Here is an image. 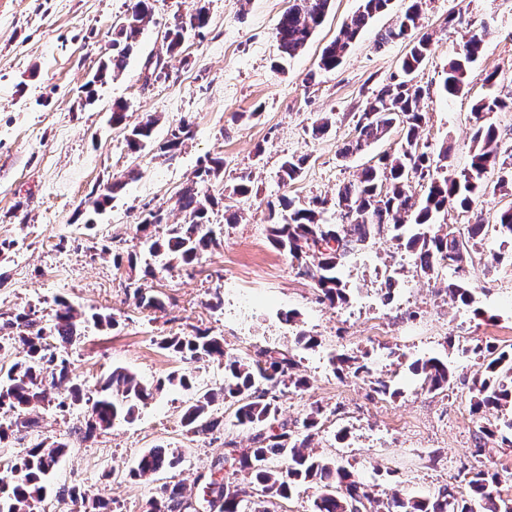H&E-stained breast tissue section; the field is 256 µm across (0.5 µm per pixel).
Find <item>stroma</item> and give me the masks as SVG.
Segmentation results:
<instances>
[{"mask_svg":"<svg viewBox=\"0 0 512 512\" xmlns=\"http://www.w3.org/2000/svg\"><path fill=\"white\" fill-rule=\"evenodd\" d=\"M130 0H0V313L34 311L51 323L58 299L79 311V339L67 346L73 378L87 396L120 366L153 385L175 371H191L190 389L165 387L131 423L120 422L93 435L82 434L86 405L60 410L35 408L34 425L11 437L17 452L50 437L67 442L68 453L51 473L54 486L76 487L88 497L116 502L119 512H144L162 484L175 482L192 508L212 512L206 485L221 479L218 464L226 445L244 448L251 429L233 425L234 410L223 401L211 408L219 429L191 435L180 424L183 408L197 389L219 388L224 370L213 362L185 363L160 348L162 337L201 330L223 337L226 350L246 355L266 347L292 352L306 391L279 395L281 419L295 422L314 406L323 425L309 441L312 453L332 454L354 466L380 498L399 493L432 496L451 489L469 495L466 484L451 483L472 462L471 451L483 416L470 412L469 387L482 362L463 355L462 346L483 339L512 344V261L502 256L497 234H489L473 255L471 305L449 297L445 283L416 272L409 252L391 235L374 240L341 270L351 290L347 304H322L310 278L300 275L288 254L270 244L268 205L281 196L306 203L331 199L337 186L355 180L360 169L396 152L401 133L392 129L364 153L342 158L356 134L366 100L397 74L408 47L378 45L407 0H392L352 43L341 65L318 71L321 51L357 9L359 0H333L307 46L279 60L274 28L289 0H207L204 36L186 38L169 52L164 35L190 0H154L137 47L119 76L98 85L94 101L82 87L112 45ZM463 11L464 27L448 22ZM432 32L431 53L415 72L424 96L420 145L438 153L448 147L449 174L470 160L476 119L473 105L488 93L485 77L496 73L500 94L512 97V0H426L422 15ZM484 33L480 57L470 66L463 91L445 96L448 62L466 32ZM161 60L165 79L144 80L147 59ZM127 106L124 125L109 120L114 102ZM251 113L248 121L239 120ZM158 119L154 146L134 153L128 128L146 116ZM330 123L320 136L312 125ZM192 138L175 157L155 149L180 123ZM220 157L224 169L208 184L216 204L209 212L218 244L191 267H165L148 259L136 232L142 212L162 210V238L185 215L179 190L200 164ZM305 158L299 178L282 184V163ZM250 173L253 192L232 193L238 176ZM124 187L99 215L88 199L113 181ZM238 212L236 224L225 210ZM134 255L136 267L114 266V254ZM153 275H145V266ZM394 278L384 294L377 274ZM162 299L144 307L128 283ZM294 312L286 322L283 315ZM316 336V347H298L295 338ZM369 352L374 376L394 378L399 395H378L352 372H337V354ZM448 358L454 380L446 391L421 390L398 364L405 359ZM181 449V463L153 476L130 477L138 457L156 446Z\"/></svg>","mask_w":512,"mask_h":512,"instance_id":"35a3bbf8","label":"stroma"}]
</instances>
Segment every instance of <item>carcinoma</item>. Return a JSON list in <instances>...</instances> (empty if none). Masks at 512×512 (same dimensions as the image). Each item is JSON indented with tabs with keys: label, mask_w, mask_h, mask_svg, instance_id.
<instances>
[{
	"label": "carcinoma",
	"mask_w": 512,
	"mask_h": 512,
	"mask_svg": "<svg viewBox=\"0 0 512 512\" xmlns=\"http://www.w3.org/2000/svg\"><path fill=\"white\" fill-rule=\"evenodd\" d=\"M391 0H360L358 9L344 22L335 39L321 52L318 67L324 71L336 69L359 33L371 20L389 9ZM331 0H293V4L279 18L274 40L281 58H291L301 51L321 26L329 12ZM153 9L152 0H133L124 20L112 40V54L101 62L94 81L103 82L120 74L139 43L143 24ZM423 0H410L406 10L379 35L378 44L394 41L408 42L409 50L400 64V75L380 88L366 100L356 123V136L346 144L340 156L348 158L365 151L371 144L383 139L397 126L402 138L399 149L386 154L378 162L362 168L358 179L336 189L333 207L341 217L337 224L323 222L328 201L315 199L302 206L291 199H281L287 211L283 221L268 225L270 243L288 253L297 262L299 273L314 282L319 300L331 307L348 302L349 293L340 276V270L349 257L367 243L379 238L390 228L398 245L415 257L416 271L432 279L445 269L453 268L448 279V293L464 305L472 303L467 280L466 265L472 259L478 244L489 231L512 246V203L498 211L493 224H467L461 238L449 236L445 216L448 209L470 208L474 198L490 191H512V163L499 161L508 153L497 128L482 121L484 114L512 107L507 100L492 93L473 106L477 125L472 138L469 167L460 176L448 174V147L440 148L432 156L420 147V130L424 120L422 87L414 83V72L430 54L432 34L421 24ZM186 25L174 23L165 32L168 49L182 46L193 34L199 36L209 23L206 7L194 0L185 13ZM484 38L473 34L462 42L459 50L448 62L443 91L448 96L461 93L470 64L480 55ZM157 119L150 116L129 130L127 146L138 152L153 144ZM191 137L190 124L184 122L172 130L164 142L157 145L163 155L174 156ZM305 159H289L281 166L283 184L297 179ZM498 168L494 184L486 182L492 168ZM224 169V161L215 157L205 161L196 172V179L181 189L177 203L187 215L183 224H171L166 237L153 238L150 228L163 223L161 210L147 211L136 232L141 234L153 256L162 255L166 265H190L199 259L202 251L215 242L209 227L208 211L214 198L201 188ZM426 183V194L415 200L414 183ZM451 266H446L444 260ZM76 312L63 301L58 302L53 324L41 325L31 312L13 314L0 324V331L16 328L18 335L12 340L23 346L22 359L8 362L12 344L0 341V410L14 415L7 427L0 426V443L31 425L28 418L33 408L51 403L47 387L64 390L66 400L57 403L77 405L83 401L82 388L70 378V365L57 352V344H71L78 336ZM163 349L179 356L183 361L212 360L224 366V386L219 390L201 391L183 410L181 422L186 432L193 435L208 434L219 426L210 417L209 408L217 398L236 406V425L256 429L253 446L231 448L224 453V461L238 463L245 482L235 489L212 481L209 483L211 503L219 512H270L268 505L274 500L290 497L299 485L316 483L319 493L314 500V512H512V497L502 496L499 486L502 475L493 466L481 461L486 441L498 440L512 447V416L496 418V422L480 427V436L473 457L475 464L467 469L471 474L468 486L470 499L461 503L452 494L442 492L437 498L402 497L395 495L384 501L374 495L373 489L362 482L334 457L315 455L307 451L308 441L317 430L322 409L310 408L295 429L288 423L279 425L278 399L281 388L303 391L308 381L293 373L297 363L293 356L275 349L256 351L248 357L227 352L224 337L206 331L192 335L165 336L160 340ZM482 360L484 371L471 383L470 407L478 414L484 410H512V347L492 346L480 342L463 349ZM333 364L354 367L356 376L371 374L368 365L357 357L338 356ZM409 371L419 377L420 387L429 392L444 390L451 384L452 371L448 363L436 358H418L408 365ZM192 387L186 374L173 372L153 386L142 383L135 374L115 367L102 381L98 396L92 399L85 421V433L107 429L117 420L134 422L142 405L165 386ZM67 443L42 439L31 444L11 459V469L18 472L14 481L0 483V512H29L34 502L44 500V482L51 469L65 455ZM181 452L177 448L158 446L143 453L129 476L145 477L180 464ZM55 496L69 499L88 512H112V502L88 501L86 494L76 487H61ZM191 504L177 484H164L151 497L146 512H187Z\"/></svg>",
	"instance_id": "obj_1"
}]
</instances>
